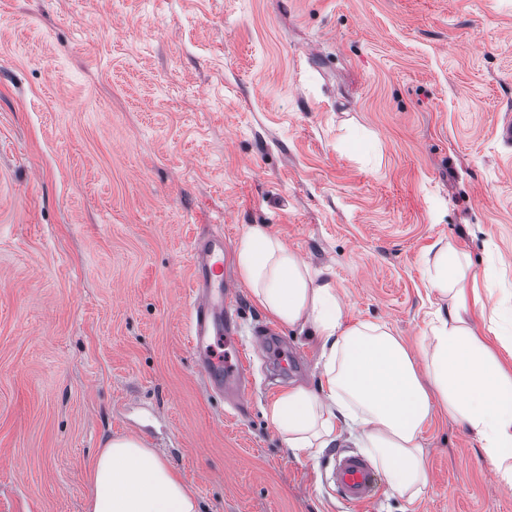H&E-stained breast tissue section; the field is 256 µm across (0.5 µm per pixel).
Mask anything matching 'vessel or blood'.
I'll use <instances>...</instances> for the list:
<instances>
[{
    "label": "vessel or blood",
    "mask_w": 512,
    "mask_h": 512,
    "mask_svg": "<svg viewBox=\"0 0 512 512\" xmlns=\"http://www.w3.org/2000/svg\"><path fill=\"white\" fill-rule=\"evenodd\" d=\"M192 252L189 336L198 366L214 388L242 393L248 372L234 334L237 295L228 281L223 232L197 236ZM335 462L334 479L341 498L352 505L368 502L377 484L372 464L360 455H339Z\"/></svg>",
    "instance_id": "1"
}]
</instances>
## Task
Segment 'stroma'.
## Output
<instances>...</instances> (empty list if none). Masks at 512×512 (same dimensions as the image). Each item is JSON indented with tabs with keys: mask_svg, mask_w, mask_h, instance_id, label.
Returning <instances> with one entry per match:
<instances>
[{
	"mask_svg": "<svg viewBox=\"0 0 512 512\" xmlns=\"http://www.w3.org/2000/svg\"><path fill=\"white\" fill-rule=\"evenodd\" d=\"M512 0H0V512H84L106 444L140 439L203 512H512L447 412L428 484L359 510L331 478L356 434L294 455L265 415L319 390L251 355L248 401L188 344L191 245L264 224L333 279L345 325L427 344L435 247L512 331Z\"/></svg>",
	"mask_w": 512,
	"mask_h": 512,
	"instance_id": "obj_1",
	"label": "stroma"
}]
</instances>
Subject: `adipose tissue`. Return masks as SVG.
Returning a JSON list of instances; mask_svg holds the SVG:
<instances>
[{"label":"adipose tissue","mask_w":512,"mask_h":512,"mask_svg":"<svg viewBox=\"0 0 512 512\" xmlns=\"http://www.w3.org/2000/svg\"><path fill=\"white\" fill-rule=\"evenodd\" d=\"M236 262L257 304L274 320L311 328L326 359L320 392L294 386L267 415L287 448L312 454L328 447L340 426L359 430L389 486L414 499L427 483L422 427L435 409L448 412L479 442L490 471L512 488V336L495 325L478 334L486 312L479 289H468L459 254L441 246L431 279L448 310L415 356L385 326H344L331 279L316 280L305 262L265 225L248 226ZM85 512H201L177 471L133 437L112 439L89 473Z\"/></svg>","instance_id":"adipose-tissue-1"}]
</instances>
